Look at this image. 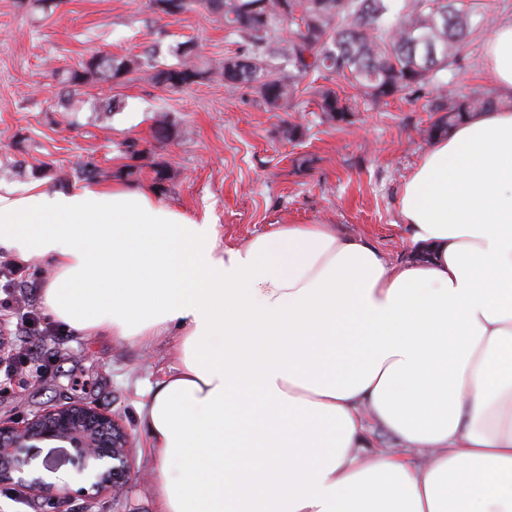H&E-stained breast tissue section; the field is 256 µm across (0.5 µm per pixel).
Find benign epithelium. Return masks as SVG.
<instances>
[{
    "instance_id": "benign-epithelium-1",
    "label": "benign epithelium",
    "mask_w": 512,
    "mask_h": 512,
    "mask_svg": "<svg viewBox=\"0 0 512 512\" xmlns=\"http://www.w3.org/2000/svg\"><path fill=\"white\" fill-rule=\"evenodd\" d=\"M59 442L75 450L77 474L89 487L79 494L117 493L132 475L128 432L118 418L91 402L55 405L20 422H0V484H12L49 497L64 499L57 485L39 477L27 479L28 450Z\"/></svg>"
}]
</instances>
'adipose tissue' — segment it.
I'll return each instance as SVG.
<instances>
[{
    "label": "adipose tissue",
    "mask_w": 512,
    "mask_h": 512,
    "mask_svg": "<svg viewBox=\"0 0 512 512\" xmlns=\"http://www.w3.org/2000/svg\"><path fill=\"white\" fill-rule=\"evenodd\" d=\"M485 62L512 97V22ZM399 204L424 261L330 224L228 246L124 184L0 189V253L50 261L83 338L178 334L140 408L158 512H512V111L436 140Z\"/></svg>",
    "instance_id": "adipose-tissue-1"
}]
</instances>
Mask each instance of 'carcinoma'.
Returning <instances> with one entry per match:
<instances>
[{
	"mask_svg": "<svg viewBox=\"0 0 512 512\" xmlns=\"http://www.w3.org/2000/svg\"><path fill=\"white\" fill-rule=\"evenodd\" d=\"M148 0L158 19L176 18L199 5L224 21V29L247 41L250 49L222 59L201 56L190 41L176 46L178 62L160 64L155 50L122 58L96 52L61 75L59 96L66 101L93 82H119L140 72L154 85L184 90L203 81H222L236 90L254 89L268 111L292 108L300 84L308 76L340 78L355 90L344 97L329 87L315 90V104L327 119L348 121L358 99L373 105L398 95L417 98L455 65L470 35L494 19L473 0ZM500 107L490 92L455 97L441 94L427 104L437 114L428 137H447L467 119ZM179 126L165 115L153 128L158 144L179 136ZM153 146L132 139L127 144V175L140 173V160ZM152 182L160 191L171 180L164 162L152 166ZM100 174L93 158L81 161L64 179L93 182Z\"/></svg>",
	"mask_w": 512,
	"mask_h": 512,
	"instance_id": "cac0c4a2",
	"label": "carcinoma"
}]
</instances>
